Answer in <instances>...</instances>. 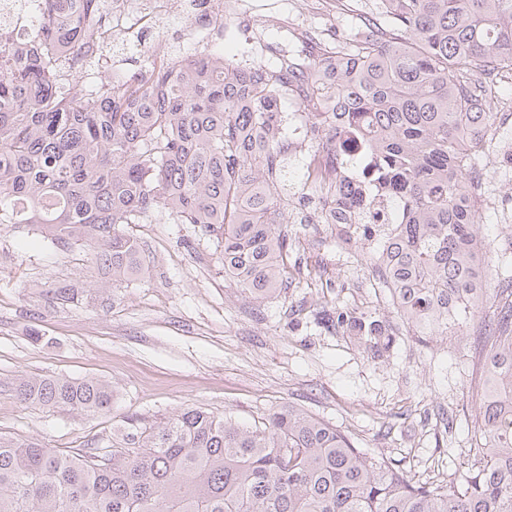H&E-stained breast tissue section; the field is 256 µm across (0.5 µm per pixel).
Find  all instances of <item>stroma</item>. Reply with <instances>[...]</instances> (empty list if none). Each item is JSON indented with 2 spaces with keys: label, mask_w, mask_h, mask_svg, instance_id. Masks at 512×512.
<instances>
[{
  "label": "stroma",
  "mask_w": 512,
  "mask_h": 512,
  "mask_svg": "<svg viewBox=\"0 0 512 512\" xmlns=\"http://www.w3.org/2000/svg\"><path fill=\"white\" fill-rule=\"evenodd\" d=\"M247 22L197 24L225 61L269 65L322 48L378 15L381 0H317L298 15L296 0H241ZM287 294L262 302L224 275L213 240L196 224H126L145 272L111 283L92 248H49L27 228L0 226V435L60 450L111 447L127 419L159 422L188 408L251 423L294 406L347 434L356 447L389 458L423 481H449L476 461V389L485 377L492 314L460 336H421L394 313L372 246L346 252L337 229L316 221L313 199L288 181ZM481 234L512 271V222L473 201ZM73 287L66 302L54 292ZM343 304L374 317L392 337L370 352L324 310ZM21 375L96 379L112 385L108 411L78 413L24 405L11 383Z\"/></svg>",
  "instance_id": "obj_1"
}]
</instances>
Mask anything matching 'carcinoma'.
Returning <instances> with one entry per match:
<instances>
[{
	"label": "carcinoma",
	"instance_id": "cac0c4a2",
	"mask_svg": "<svg viewBox=\"0 0 512 512\" xmlns=\"http://www.w3.org/2000/svg\"><path fill=\"white\" fill-rule=\"evenodd\" d=\"M22 36L0 33V224L62 251L90 246L114 282L143 274L121 224H199L224 274L263 301L291 286L281 100L299 99L310 143L374 160L400 220L378 261L399 317L453 336L495 308L478 406L479 466L449 484L410 478L335 426L288 406L240 424L200 408L129 422L127 447L63 452L0 436V512H512V276L498 275L472 206L458 197L497 113L484 83L512 72V0H382L387 19L336 56L248 67L194 42L126 75L112 53L108 0H25ZM302 189L339 224L354 195L334 160ZM327 321L370 350L379 323L336 307ZM24 404L102 412L96 380L19 376Z\"/></svg>",
	"mask_w": 512,
	"mask_h": 512
}]
</instances>
